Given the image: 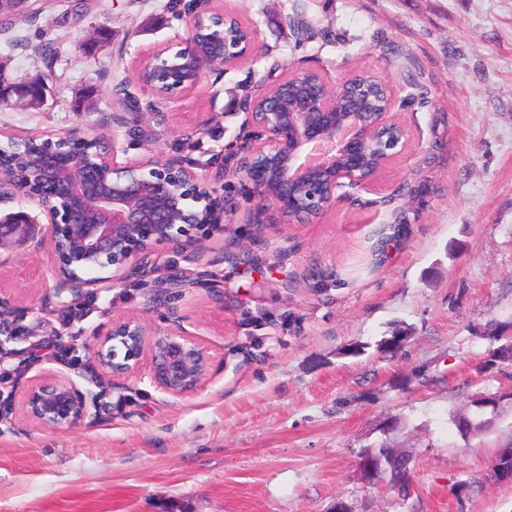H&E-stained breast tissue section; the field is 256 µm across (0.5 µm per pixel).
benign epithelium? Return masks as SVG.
Instances as JSON below:
<instances>
[{
    "label": "benign epithelium",
    "mask_w": 512,
    "mask_h": 512,
    "mask_svg": "<svg viewBox=\"0 0 512 512\" xmlns=\"http://www.w3.org/2000/svg\"><path fill=\"white\" fill-rule=\"evenodd\" d=\"M215 0H197L189 18V45L165 46L143 55L151 78L138 79L155 96L150 113L179 104L208 70H228L258 62L260 49L252 27L236 11L219 9ZM352 72L330 84L315 69L289 73L245 103L250 139L239 154L234 175L258 200L257 213L272 210L275 224H303L318 218L350 185L369 187L409 146V129L397 118L388 85L372 74L354 81ZM49 85L11 82L0 75V107L40 105ZM378 102L376 121L361 117L364 102ZM119 130L112 143L95 149V136L64 135L56 141L32 136L38 160L28 179L17 180L0 165V206L21 198L36 201L40 216L25 211L0 216V252L42 229L38 244L49 247L59 301L93 293L107 280L151 276L158 272V250L172 247L188 261L199 258L202 239L224 231L233 197L216 192L207 178L174 159L120 164ZM94 362L113 378L146 370L159 388L178 397L202 388L212 361L209 349L179 321L151 331L138 318L112 322L91 345ZM87 394L65 377L35 379L21 396L23 417L52 431H70L89 417ZM362 479L379 481L381 466L371 454L359 461Z\"/></svg>",
    "instance_id": "1"
}]
</instances>
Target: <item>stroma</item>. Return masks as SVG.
Here are the masks:
<instances>
[{"label": "stroma", "mask_w": 512, "mask_h": 512, "mask_svg": "<svg viewBox=\"0 0 512 512\" xmlns=\"http://www.w3.org/2000/svg\"><path fill=\"white\" fill-rule=\"evenodd\" d=\"M194 0H32L0 17V66L47 73L38 108L0 109V143L120 130L118 162L177 159L222 189L244 140L247 96L283 71L382 78L410 147L375 186L344 187L305 224H258L236 186L226 229L199 258L161 250L187 281H105L71 318L53 291L47 249L17 242L0 266L9 383L60 375L93 396L85 425L60 432L0 413V512H512V485L490 476L512 442V404L462 439L449 415L472 395L512 387V367L482 374L481 333L512 318V0H223L256 29L259 63L211 70L177 110L146 113L141 53L190 41ZM56 56L45 60L40 42ZM414 66H405L403 54ZM125 90L138 110L113 106ZM207 130H198L201 120ZM427 184L422 204L407 187ZM406 235L394 236L396 214ZM149 329L178 318L213 354L198 392L176 397L147 374L114 379L89 345L113 320ZM399 353L376 352L395 328ZM366 351L351 356V343ZM411 460L408 494L366 484L359 456L379 422Z\"/></svg>", "instance_id": "1"}]
</instances>
